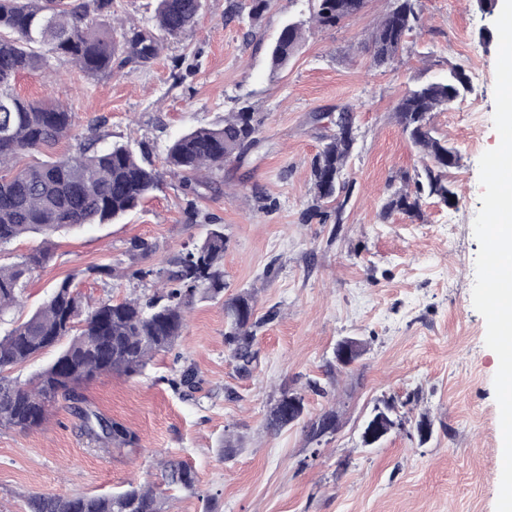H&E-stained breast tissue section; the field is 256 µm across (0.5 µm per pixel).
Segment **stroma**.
<instances>
[{
  "label": "stroma",
  "mask_w": 512,
  "mask_h": 512,
  "mask_svg": "<svg viewBox=\"0 0 512 512\" xmlns=\"http://www.w3.org/2000/svg\"><path fill=\"white\" fill-rule=\"evenodd\" d=\"M244 0H202L194 26L164 41L148 61L118 51L111 73L88 77L64 58L54 77L22 76L18 93L67 105L71 138L56 154L87 142L127 143L163 167L166 148L184 132L251 104L266 113L262 143L246 164L228 163L218 188L185 192L165 177L143 207L116 224H91L51 239L47 262L26 278L22 301L0 320V335L26 320L64 279L87 306L148 300L157 276L207 225H223L222 298L194 299L174 353L144 374H102L82 388L105 418L138 435L116 448L86 435L71 402L61 400L37 429H0V512H27L26 494L64 496L117 491L129 479L161 487L165 512H495L501 429L495 398L497 355L472 305L481 207L479 158L498 139L493 126L497 42L477 0H420L422 29L400 58L375 67L365 48L389 7L367 0L361 14L334 30L306 27L288 66L272 71L269 46L291 18L308 19V0H271L255 23ZM101 28L116 34L152 24L155 0H114ZM460 67L470 89L449 110L433 113L436 137L454 147L448 207L423 198L420 218H382L391 179L422 168L420 152L394 118L416 85ZM356 113L357 142L344 170L351 184L341 223L305 220L313 203L310 168L330 126L329 114ZM148 251L134 250L137 242ZM121 267L122 276L101 274ZM148 270L146 278L136 269ZM256 299V356L240 371L224 345V300L240 291ZM354 338L363 354L340 368L337 341ZM193 367L196 386L168 380ZM305 398V419L336 409L335 435L310 443L302 422L279 432L266 417L282 389ZM402 419L377 448L361 444V425L380 401ZM432 422L415 436L420 416ZM179 458L196 472L194 490L164 486L160 460Z\"/></svg>",
  "instance_id": "1"
}]
</instances>
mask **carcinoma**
Here are the masks:
<instances>
[{"instance_id":"carcinoma-1","label":"carcinoma","mask_w":512,"mask_h":512,"mask_svg":"<svg viewBox=\"0 0 512 512\" xmlns=\"http://www.w3.org/2000/svg\"><path fill=\"white\" fill-rule=\"evenodd\" d=\"M419 0H390L369 40L372 63L393 62L404 49L406 36L421 24ZM113 0H0V126H11L9 143L0 142V246L22 237L40 235L45 241L63 230L85 224H104L122 218L140 206L162 182L164 174L185 180L207 178L235 160L242 162L260 142L264 118L253 106L224 114L220 123L199 127L168 146L165 171L145 155L125 144L103 149L83 145L79 155L49 159L16 168L17 160L32 151L49 150L69 137L75 113L61 104L30 100L15 91L24 72L48 68L51 59L66 57L87 76L106 74L119 50L111 34L102 30L98 16L112 10ZM309 22L335 29L356 17L367 0H311ZM200 11L199 0H157V33L139 30L124 49L147 61L158 50L159 39H177L191 28ZM305 22L285 25L271 49V64L280 69L299 49ZM469 76L453 67L444 78L406 92L397 102L395 119L402 133L428 160L423 172L392 187L383 205L384 217L398 212L419 214V198L435 196L445 205L455 203L448 188V171L455 167V150L432 135L431 113L451 109L468 89ZM350 107L337 109L331 133L311 164L316 205L305 213L318 212V203L336 202V223L349 198L350 184L341 180L356 137L343 127L355 126ZM228 239L224 225L212 224L202 242L179 254L174 269L163 278L161 294L142 302L124 299L102 302L84 310L72 282L53 287L47 300L25 321L0 336V428L29 430L42 426L58 399L83 402L81 387L103 373L137 376L144 373L159 353L174 349L189 308L198 292L215 298L224 292V251ZM28 262L0 266V318L19 303ZM224 311L237 313L228 322L224 341L229 356L245 369L254 357L255 296L241 292L224 300ZM58 347L52 363L39 371L31 384H21L5 372ZM304 396L284 389L269 410L267 429L278 432L296 422L288 412V399ZM85 431L115 447L131 446L136 433L124 423L106 420L90 409H79ZM331 408L304 425L309 442L320 443L326 428L338 425ZM163 476L171 486L192 491L195 471L179 459L162 463ZM29 512H164L163 502L149 483L129 484L108 495L64 497L32 494Z\"/></svg>"}]
</instances>
